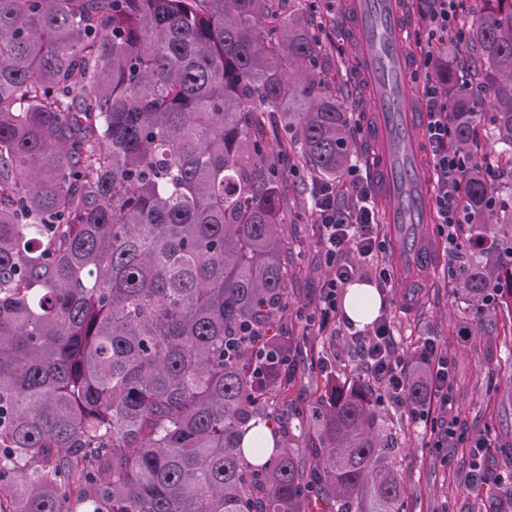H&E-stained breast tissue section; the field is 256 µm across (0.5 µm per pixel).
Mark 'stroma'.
Returning <instances> with one entry per match:
<instances>
[{
	"label": "stroma",
	"mask_w": 512,
	"mask_h": 512,
	"mask_svg": "<svg viewBox=\"0 0 512 512\" xmlns=\"http://www.w3.org/2000/svg\"><path fill=\"white\" fill-rule=\"evenodd\" d=\"M289 7L294 13L322 17L333 39L324 48L320 67L335 78L351 122L360 128L355 135L357 157L359 164H366L375 150L363 131L370 94L354 74V45L340 29L341 11L329 9L327 0H290ZM312 180L303 167L281 179L282 196L292 215L283 231L296 267L288 277V308L278 324L299 343L294 353L295 374L283 395L293 404L311 402L333 383L348 388L368 384L345 330L329 336L310 323L328 274L317 229L305 216L308 195L304 186ZM435 253L432 266L419 270L416 295L407 296L398 280L378 287L379 311L389 318L399 352L406 359H413L420 342L431 338L454 360V404L440 417L454 422L456 438L446 447H431L429 430L413 423L405 408L380 406V424L408 490L407 512H478L481 502L488 499L496 512H512V485L505 482L506 475L512 474V347L503 337L478 335V310L453 296L448 253L440 244ZM491 372L498 389L487 392L482 384ZM476 467L488 475L487 483H472L470 475Z\"/></svg>",
	"instance_id": "1"
}]
</instances>
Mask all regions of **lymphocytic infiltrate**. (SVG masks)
I'll return each mask as SVG.
<instances>
[{
  "label": "lymphocytic infiltrate",
  "mask_w": 512,
  "mask_h": 512,
  "mask_svg": "<svg viewBox=\"0 0 512 512\" xmlns=\"http://www.w3.org/2000/svg\"><path fill=\"white\" fill-rule=\"evenodd\" d=\"M417 9L429 39L422 55L424 80L417 84L416 90L426 114L424 141L436 183L432 208L437 234L445 240L448 254L453 257L460 250L459 228L474 221L472 213L463 205L464 172L472 158L460 153L452 144L448 89L437 73L445 65L442 54L448 43H465L467 26L461 0H417ZM348 194L355 196L357 204L346 209L339 199ZM310 196L319 227V244L329 268L319 317V327L324 330L338 313L340 289L356 277L361 263H372L381 283H391L392 274L384 260L388 242L379 230L374 193L359 165L349 167L343 181L313 185ZM354 338L364 368L376 384L375 394L380 402L407 407L411 365L398 354L389 321L380 319L365 332L355 333ZM424 346L426 353L420 362L430 366L431 375L426 398L413 410V418L429 425L433 422V410H447L453 402L451 364L434 340H426Z\"/></svg>",
  "instance_id": "f902f5d3"
}]
</instances>
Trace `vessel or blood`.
<instances>
[{
	"mask_svg": "<svg viewBox=\"0 0 512 512\" xmlns=\"http://www.w3.org/2000/svg\"><path fill=\"white\" fill-rule=\"evenodd\" d=\"M343 10L355 33L357 58L374 89L375 121L368 133L383 143L381 157L369 161L370 174L385 185L387 220L413 274L431 260L417 231L429 221L432 178L419 174L424 118L412 107L413 63L405 56L408 22L399 0H345Z\"/></svg>",
	"mask_w": 512,
	"mask_h": 512,
	"instance_id": "obj_1",
	"label": "vessel or blood"
}]
</instances>
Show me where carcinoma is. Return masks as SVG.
Listing matches in <instances>:
<instances>
[{
  "mask_svg": "<svg viewBox=\"0 0 512 512\" xmlns=\"http://www.w3.org/2000/svg\"><path fill=\"white\" fill-rule=\"evenodd\" d=\"M277 2L0 0V512H406L370 390L291 411L305 467L266 410L289 376L253 373L288 283L280 158L326 181L354 159L323 46ZM481 2L467 45L512 163V0ZM449 93L469 154L476 101ZM464 182L456 283L512 308V192L477 162Z\"/></svg>",
  "mask_w": 512,
  "mask_h": 512,
  "instance_id": "obj_1",
  "label": "carcinoma"
}]
</instances>
